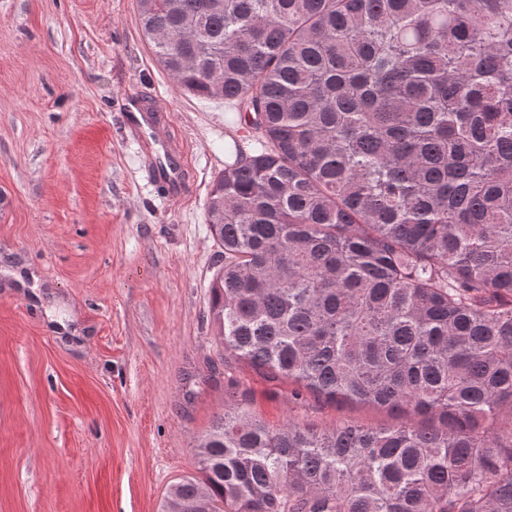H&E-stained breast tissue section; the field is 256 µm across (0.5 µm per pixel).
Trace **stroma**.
<instances>
[{"instance_id": "1", "label": "stroma", "mask_w": 512, "mask_h": 512, "mask_svg": "<svg viewBox=\"0 0 512 512\" xmlns=\"http://www.w3.org/2000/svg\"><path fill=\"white\" fill-rule=\"evenodd\" d=\"M137 94L185 145L181 198L122 132ZM239 138L228 104L157 63L135 0H0V264L33 266L44 292L0 287V512H159L235 387L271 423L395 422L225 364L206 204Z\"/></svg>"}]
</instances>
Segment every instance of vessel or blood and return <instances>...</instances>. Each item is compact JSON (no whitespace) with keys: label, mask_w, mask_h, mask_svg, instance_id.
Wrapping results in <instances>:
<instances>
[{"label":"vessel or blood","mask_w":512,"mask_h":512,"mask_svg":"<svg viewBox=\"0 0 512 512\" xmlns=\"http://www.w3.org/2000/svg\"><path fill=\"white\" fill-rule=\"evenodd\" d=\"M121 118L127 135L145 151L152 174L164 191L172 197L181 195L188 177L184 145L169 136L164 108L145 98H129L123 104Z\"/></svg>","instance_id":"b4317fda"}]
</instances>
